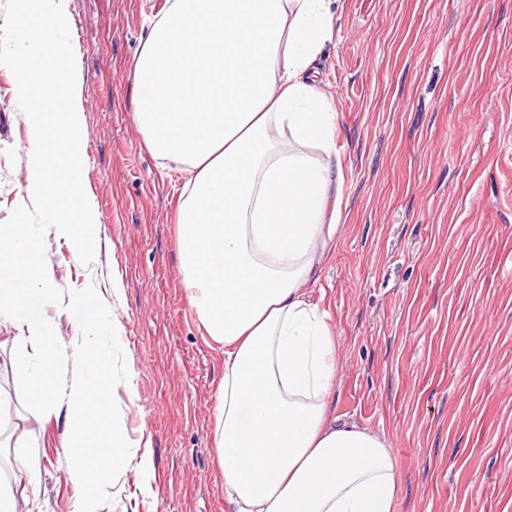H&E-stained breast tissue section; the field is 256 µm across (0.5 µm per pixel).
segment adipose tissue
I'll return each mask as SVG.
<instances>
[{"label": "adipose tissue", "mask_w": 512, "mask_h": 512, "mask_svg": "<svg viewBox=\"0 0 512 512\" xmlns=\"http://www.w3.org/2000/svg\"><path fill=\"white\" fill-rule=\"evenodd\" d=\"M335 0H166L135 59L134 120L187 175L189 301L224 348L214 444L234 512H395L398 460L330 413L335 340L303 291L332 237V102L311 79Z\"/></svg>", "instance_id": "adipose-tissue-1"}]
</instances>
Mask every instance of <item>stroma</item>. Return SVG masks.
I'll return each mask as SVG.
<instances>
[{
	"label": "stroma",
	"instance_id": "stroma-1",
	"mask_svg": "<svg viewBox=\"0 0 512 512\" xmlns=\"http://www.w3.org/2000/svg\"><path fill=\"white\" fill-rule=\"evenodd\" d=\"M165 0H70L100 220L91 264L46 237L62 291L93 285L129 373L114 397L148 449L100 512H228L213 443L224 352L181 284L186 175L133 122V59ZM315 68L336 110L340 217L318 280L338 369L333 415L382 437L401 475L395 512H512V0H339ZM0 66V222L27 204L31 144ZM0 332L5 417L25 419L42 480L29 512H71L65 409L20 398Z\"/></svg>",
	"mask_w": 512,
	"mask_h": 512
}]
</instances>
